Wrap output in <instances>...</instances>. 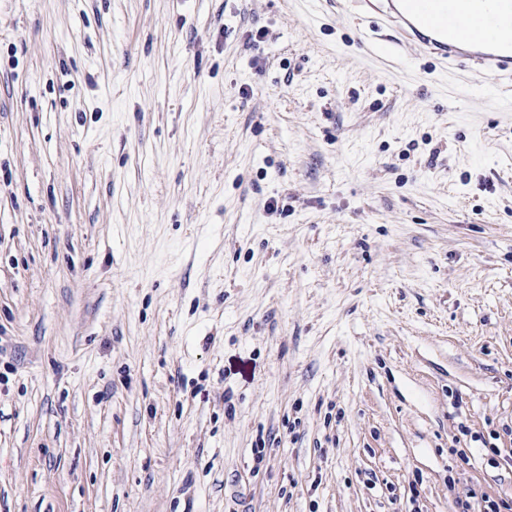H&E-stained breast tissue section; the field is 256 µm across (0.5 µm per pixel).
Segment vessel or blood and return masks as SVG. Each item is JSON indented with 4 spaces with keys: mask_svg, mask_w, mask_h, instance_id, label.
<instances>
[{
    "mask_svg": "<svg viewBox=\"0 0 512 512\" xmlns=\"http://www.w3.org/2000/svg\"><path fill=\"white\" fill-rule=\"evenodd\" d=\"M496 3L492 13L486 0H355L361 12L380 14L392 30L378 45L382 53L409 41L432 58L512 76V40L503 36L512 24V0Z\"/></svg>",
    "mask_w": 512,
    "mask_h": 512,
    "instance_id": "vessel-or-blood-1",
    "label": "vessel or blood"
}]
</instances>
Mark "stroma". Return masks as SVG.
<instances>
[{"mask_svg": "<svg viewBox=\"0 0 512 512\" xmlns=\"http://www.w3.org/2000/svg\"><path fill=\"white\" fill-rule=\"evenodd\" d=\"M325 0H0V512L512 502V78Z\"/></svg>", "mask_w": 512, "mask_h": 512, "instance_id": "obj_1", "label": "stroma"}]
</instances>
